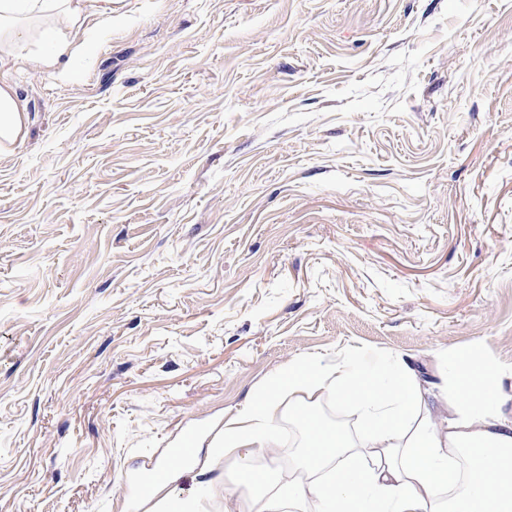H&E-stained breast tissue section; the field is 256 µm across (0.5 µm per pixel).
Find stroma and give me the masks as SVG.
<instances>
[{"label": "stroma", "mask_w": 512, "mask_h": 512, "mask_svg": "<svg viewBox=\"0 0 512 512\" xmlns=\"http://www.w3.org/2000/svg\"><path fill=\"white\" fill-rule=\"evenodd\" d=\"M73 67L8 73L0 512H154L297 362L512 368V0H121ZM159 469L162 471V476L155 482L153 485L150 499H153L160 494V501L158 502V509L156 512H167L168 503L170 500L176 498L174 496L177 491V482L181 478L184 471H187L185 468L170 466L168 463H164L159 466Z\"/></svg>", "instance_id": "stroma-1"}]
</instances>
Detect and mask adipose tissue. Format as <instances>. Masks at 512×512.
<instances>
[{
  "label": "adipose tissue",
  "instance_id": "adipose-tissue-1",
  "mask_svg": "<svg viewBox=\"0 0 512 512\" xmlns=\"http://www.w3.org/2000/svg\"><path fill=\"white\" fill-rule=\"evenodd\" d=\"M116 0H0V68L20 63L76 79L68 67L86 21L111 22ZM30 114L12 83L0 75V159L28 134ZM453 403L437 418L415 368L399 364L390 387L349 363L289 367L242 412L224 421L223 453L247 476L249 512H309L333 502L332 512H362L371 499L381 512H512V416L506 375L480 348L449 364ZM350 400L365 418L352 439L312 416L325 396ZM291 410L306 436L297 481L255 468L276 443L274 425Z\"/></svg>",
  "mask_w": 512,
  "mask_h": 512
}]
</instances>
